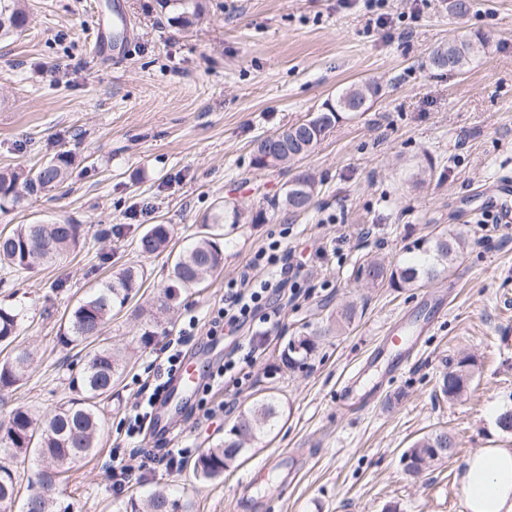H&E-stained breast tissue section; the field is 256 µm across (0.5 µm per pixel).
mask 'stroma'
Masks as SVG:
<instances>
[{"mask_svg": "<svg viewBox=\"0 0 512 512\" xmlns=\"http://www.w3.org/2000/svg\"><path fill=\"white\" fill-rule=\"evenodd\" d=\"M384 2L391 22L381 27L359 0H203L202 20L184 31L158 0H26L29 27L0 44V168L29 167L63 147L77 162L63 188L0 212V230L60 219L81 225L83 244L51 267L0 268V303L21 314L0 361L32 358L26 378L0 393V417L23 405L42 419L74 398L86 351L61 343L67 313L113 271H144L139 293L99 338L121 351L123 372L96 403L98 448L59 487L71 512H117L157 489L183 512H383L390 503L400 512H466L465 458L512 448L495 423L512 406V227L483 223L490 186L512 176V0H474L464 18L449 0H419L411 18L405 0ZM117 9L133 24L126 46L94 50L98 17ZM477 35L485 49L463 71L431 68L435 46ZM362 80L380 87L368 111L337 122L288 169L253 168L257 139ZM301 173L317 183L309 210L224 225L223 269L182 295L141 345V309L172 262L171 253L138 252L149 225H171V252L181 251L219 201L248 213L267 208ZM459 229L461 257L432 280L397 289L357 276L374 255L430 265L413 241ZM282 236L303 264L297 295L283 300L249 379L207 396L241 409L271 392L282 415L221 477L199 478L195 458L223 440L233 416L197 421L194 400L173 416L170 437H132L134 393L160 370V348L189 318L207 321L252 254ZM322 243L335 251L330 260L315 256ZM349 303L357 317L337 329L336 312ZM399 318L426 329L410 338L413 360L395 348L374 357ZM304 332L320 334L317 353L303 370L276 372L278 350ZM465 356L474 362L468 395L435 398L442 372ZM353 371L361 377L346 404L341 384ZM439 429L455 435L454 456L407 474L403 452ZM164 448L183 449L184 461L160 463ZM116 458L127 475L113 469ZM272 473L292 477L287 491L267 486Z\"/></svg>", "mask_w": 512, "mask_h": 512, "instance_id": "35a3bbf8", "label": "stroma"}]
</instances>
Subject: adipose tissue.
<instances>
[{"label":"adipose tissue","instance_id":"1","mask_svg":"<svg viewBox=\"0 0 512 512\" xmlns=\"http://www.w3.org/2000/svg\"><path fill=\"white\" fill-rule=\"evenodd\" d=\"M460 486L468 512H512V448H484L465 460Z\"/></svg>","mask_w":512,"mask_h":512}]
</instances>
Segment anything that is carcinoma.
<instances>
[{
	"label": "carcinoma",
	"instance_id": "1",
	"mask_svg": "<svg viewBox=\"0 0 512 512\" xmlns=\"http://www.w3.org/2000/svg\"><path fill=\"white\" fill-rule=\"evenodd\" d=\"M165 8H172V22L183 29L196 26L204 8L202 0H160ZM29 24V14L23 0H0V41L9 40L24 32ZM483 48V40H461L453 47L437 46L430 53V66L438 71H462ZM379 92L376 85L368 88L351 84L342 88L331 100V108H324L312 118L287 126L277 132L279 154L283 164L293 161V155L308 154L325 134L347 113L350 106L361 112L370 109L372 99ZM75 155L62 151L53 158L30 168L0 169V210L17 207L28 197L62 186L70 177L75 165ZM315 183L299 175L290 181L282 203L274 202L271 209L281 206L292 215L307 211L314 196ZM295 193H302L306 201L292 202ZM242 213L229 203L215 208L204 219L207 231L197 236L187 249L177 253L172 262L171 283L161 288L151 301L148 320L141 343L147 345L154 336L151 324L156 314L173 309V301L180 292L200 285L206 277L223 266L224 252L215 233L222 224H238ZM81 225L65 221H37L18 224L8 232H0V265L15 270H33L41 265L67 259L79 247ZM172 241L169 224H153L138 239L137 250L142 255H155L168 250ZM414 248L433 256L435 264L429 267L417 265L388 266L376 259H368L359 265L357 274L373 283L388 282L392 288L412 286L422 278L437 275L436 265L451 264L461 253L463 239L448 233L417 241ZM144 272L134 266L119 269L104 282L97 293L79 302L67 317V328L61 336L66 345L79 346L94 342L112 318V309L122 307L139 292ZM20 329V314L9 306H0V345L8 347ZM317 349V337L302 334L291 337L281 350L278 359L285 369H301ZM122 357L110 346H100L87 355L80 382L83 401L62 405L45 421L40 422L24 406L13 409L0 421V445L6 461L0 463V509L12 508L18 495L16 473L12 463L31 454L37 456L40 467L35 481L29 483L28 493L21 512H69L62 505L57 492L60 476L78 462L87 458L97 448L102 419L96 411V399L110 393L120 376ZM30 366V357L22 352L0 362V391L20 384ZM472 363L469 358L460 359L448 368L439 383L448 387L439 389L446 400L461 398L468 389ZM281 416L280 403L274 395L255 399L241 410L224 437V442L203 451L193 468L197 476L216 479L224 474V468L233 464L245 451L246 445L267 435ZM456 445L455 438L447 431L432 432L417 441L407 454L418 457L427 448H437L442 441ZM177 506L163 490H155L140 499L127 501L123 512H170Z\"/></svg>",
	"mask_w": 512,
	"mask_h": 512
}]
</instances>
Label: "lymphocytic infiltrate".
I'll list each match as a JSON object with an SVG mask.
<instances>
[{
    "label": "lymphocytic infiltrate",
    "mask_w": 512,
    "mask_h": 512,
    "mask_svg": "<svg viewBox=\"0 0 512 512\" xmlns=\"http://www.w3.org/2000/svg\"><path fill=\"white\" fill-rule=\"evenodd\" d=\"M291 251L282 249L280 241L259 248L252 256L249 271L229 284L224 292V305L209 322V335L225 333L237 337L232 351L209 374L210 386L242 381L245 372L240 352H256L279 321V299L288 282L298 275Z\"/></svg>",
    "instance_id": "f902f5d3"
}]
</instances>
